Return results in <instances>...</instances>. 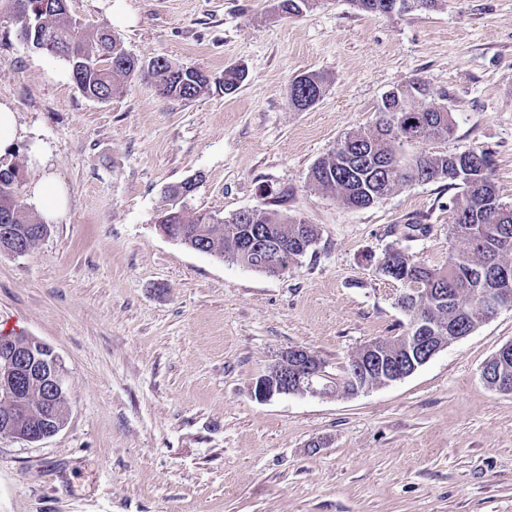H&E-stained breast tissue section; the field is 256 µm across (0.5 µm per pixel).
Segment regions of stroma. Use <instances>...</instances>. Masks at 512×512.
Listing matches in <instances>:
<instances>
[{"label": "stroma", "mask_w": 512, "mask_h": 512, "mask_svg": "<svg viewBox=\"0 0 512 512\" xmlns=\"http://www.w3.org/2000/svg\"><path fill=\"white\" fill-rule=\"evenodd\" d=\"M278 3L67 0L140 60L246 67L236 93L190 101L142 77L87 99L64 61L0 27V101L21 137L0 167H22L23 197L52 175L68 199L33 253H0V331L53 351L66 413L43 441L0 435V512H512V393L481 377L512 342V309L366 393L252 394L287 348L317 355L332 384L364 345L401 335L404 287L380 256L398 242L434 266L454 246L447 182L357 210L309 182L387 92L419 78L444 95L455 132L427 151L489 152L512 205V0L391 14L315 0L299 16ZM311 72L325 91L294 109L288 86ZM192 177L187 214L276 198L316 244L273 277L168 239L164 192ZM411 219L428 231L401 239Z\"/></svg>", "instance_id": "1"}]
</instances>
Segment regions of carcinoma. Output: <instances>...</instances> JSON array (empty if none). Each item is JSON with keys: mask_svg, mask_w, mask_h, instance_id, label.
Returning <instances> with one entry per match:
<instances>
[{"mask_svg": "<svg viewBox=\"0 0 512 512\" xmlns=\"http://www.w3.org/2000/svg\"><path fill=\"white\" fill-rule=\"evenodd\" d=\"M6 15L13 18L32 48L61 58L82 94L104 101L112 91L139 73L151 81L164 98L192 100L218 85L230 95L245 81L241 68L224 69L216 81L205 72L156 58L148 63L129 54L121 38L108 25H86L65 8L54 9V0H5ZM324 78L304 74L290 84L289 104L297 110L323 95ZM430 97L426 82L415 79L385 95L375 123L362 133L346 136L326 156L317 160L309 181L318 190L338 199L345 207L363 209L391 193L399 183L448 181L462 188L451 200L454 214L451 238L459 247L441 265L416 261L398 246L388 248L379 272L406 286L400 299L409 319L429 313L443 335L466 336L485 321L483 294L490 288H511L512 277L499 276L501 267L512 268V206L501 201L492 176L493 161L485 151L433 152L418 150L432 140L454 135L452 112L444 105L425 103ZM418 103L424 109L422 123L414 125L404 109ZM24 174L20 166L0 168V238L8 236L26 253L36 248L37 223L24 210L21 192ZM170 207L161 212L164 224L183 229L176 237L186 248L231 261L269 276H280L297 265L318 239L315 225L264 206L251 208L246 223L238 213L228 217L208 211L186 215L179 191L168 192ZM264 235L273 249L265 253L240 250L241 240L254 233ZM509 384L512 393V356L506 364L493 363L487 386L500 391ZM19 406L41 411V400L27 382L18 386Z\"/></svg>", "mask_w": 512, "mask_h": 512, "instance_id": "carcinoma-1", "label": "carcinoma"}]
</instances>
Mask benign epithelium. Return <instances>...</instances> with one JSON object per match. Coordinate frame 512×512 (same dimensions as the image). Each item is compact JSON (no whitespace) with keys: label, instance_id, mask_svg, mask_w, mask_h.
Segmentation results:
<instances>
[{"label":"benign epithelium","instance_id":"7a95c632","mask_svg":"<svg viewBox=\"0 0 512 512\" xmlns=\"http://www.w3.org/2000/svg\"><path fill=\"white\" fill-rule=\"evenodd\" d=\"M429 328L430 324L424 319L413 321L411 347L396 358L381 352L372 342L366 344L357 357L358 365L350 379L344 384L338 381L334 386L324 383V366L316 356L303 348L288 349L256 381L253 395L260 401L288 394L356 395L372 389L373 381L377 379L387 385L402 380L444 349L432 342V337L428 336ZM26 344L25 354L10 344L0 348V406L4 408L16 404L15 380L20 373L25 374L28 383H36L45 389L44 402L63 391L57 357L46 355L50 348L33 338L26 339Z\"/></svg>","mask_w":512,"mask_h":512}]
</instances>
